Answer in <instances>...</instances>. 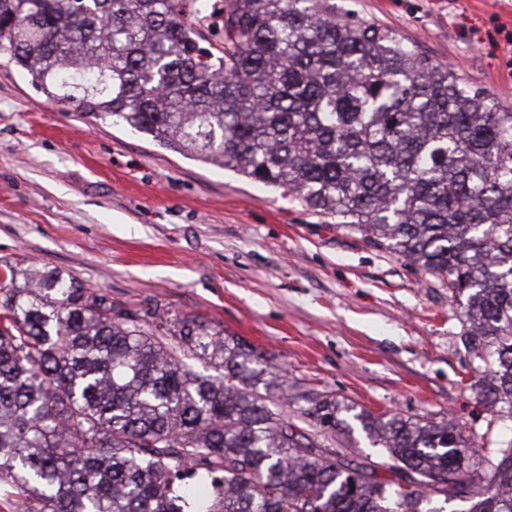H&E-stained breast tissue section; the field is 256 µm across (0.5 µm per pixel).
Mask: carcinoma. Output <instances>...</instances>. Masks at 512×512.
Returning <instances> with one entry per match:
<instances>
[{
    "mask_svg": "<svg viewBox=\"0 0 512 512\" xmlns=\"http://www.w3.org/2000/svg\"><path fill=\"white\" fill-rule=\"evenodd\" d=\"M0 0V50L54 102L340 218L437 278L471 384L512 419V109L328 0ZM23 284H18V280ZM157 336L56 270L0 279V500L27 512H512V443L333 397L274 410L280 376L190 317ZM204 360L216 374L196 372ZM360 423L395 478L322 447ZM416 483L408 492L401 482Z\"/></svg>",
    "mask_w": 512,
    "mask_h": 512,
    "instance_id": "1",
    "label": "carcinoma"
}]
</instances>
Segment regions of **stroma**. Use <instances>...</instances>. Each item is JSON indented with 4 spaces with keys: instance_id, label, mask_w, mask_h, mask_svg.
Instances as JSON below:
<instances>
[{
    "instance_id": "1",
    "label": "stroma",
    "mask_w": 512,
    "mask_h": 512,
    "mask_svg": "<svg viewBox=\"0 0 512 512\" xmlns=\"http://www.w3.org/2000/svg\"><path fill=\"white\" fill-rule=\"evenodd\" d=\"M334 2L512 107V0ZM28 265L149 314L156 335L193 315L242 338L287 380L290 419L330 395L484 430L470 385L487 365L439 280L231 169L65 111L0 52V275ZM321 441L389 477L361 428Z\"/></svg>"
}]
</instances>
